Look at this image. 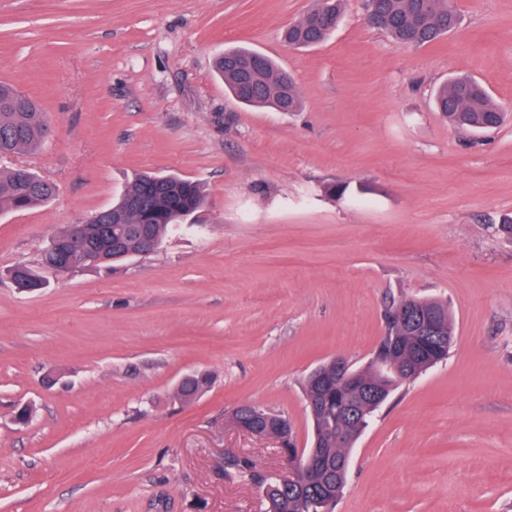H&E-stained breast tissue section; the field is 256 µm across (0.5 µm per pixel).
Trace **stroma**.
Listing matches in <instances>:
<instances>
[{
	"instance_id": "1",
	"label": "stroma",
	"mask_w": 512,
	"mask_h": 512,
	"mask_svg": "<svg viewBox=\"0 0 512 512\" xmlns=\"http://www.w3.org/2000/svg\"><path fill=\"white\" fill-rule=\"evenodd\" d=\"M314 0H0V81L52 134L10 158L58 187L0 216V512H264L229 458L282 472L244 403L310 424L301 388L367 366L384 312L447 300L446 361L402 387L351 453L335 512H512V120L456 129L435 108L469 75L512 113V0H453L422 47L345 0L321 45L283 34ZM230 47L292 74L303 107L245 106L213 68ZM201 181L207 203L158 249L15 288L6 272L110 205L134 172ZM208 375L192 401L180 379ZM30 410L26 423L15 420Z\"/></svg>"
}]
</instances>
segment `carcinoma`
<instances>
[{
  "label": "carcinoma",
  "instance_id": "1",
  "mask_svg": "<svg viewBox=\"0 0 512 512\" xmlns=\"http://www.w3.org/2000/svg\"><path fill=\"white\" fill-rule=\"evenodd\" d=\"M344 0H315V5L294 26L285 32V41L293 47H314L326 41L336 29ZM366 7L375 8L386 18L382 29L397 42L408 46H424L440 40L453 31L458 15L451 0H367ZM216 70L232 96L247 106L269 107L277 112H295L301 99L294 78L271 58L245 48H230L216 60ZM438 112L448 123L462 129H491L505 117L502 107L493 100L478 81L459 77L448 81L437 96ZM46 115L31 97L14 85L0 82V157L20 151H34L48 138ZM57 192L55 183L31 172L23 177L15 168L0 167V214L27 211L48 202ZM134 201L139 207L132 208ZM206 204L200 182L178 175L139 172L127 183L118 199L103 208L100 222L85 226V235L94 248H104L101 230L113 234L128 224H150L155 239L161 241L186 217ZM69 229L54 235L34 264H18L9 275L21 290L36 292L46 287L47 274L65 275L74 269H88V254L75 251L63 259L56 258L53 246L65 238ZM405 309L423 310L439 315L443 323L444 349L449 353L454 342L453 318L448 305L432 298H415ZM385 335L398 336L396 348L386 354L387 368L374 365L358 371L366 390L356 391L332 379L327 385L305 378L303 393L307 401L319 405L311 419L312 437L316 445L312 466L301 473L294 457L284 452L283 460L290 476L285 484L266 488L270 501L268 512H321L326 503L337 500L345 487L353 444L336 439V422L344 432L357 439L378 408L401 383L411 382L408 369L417 365L408 324L391 321ZM206 380L193 375L177 391L184 401L195 398ZM226 471L253 478V466L246 459L226 462Z\"/></svg>",
  "mask_w": 512,
  "mask_h": 512
}]
</instances>
